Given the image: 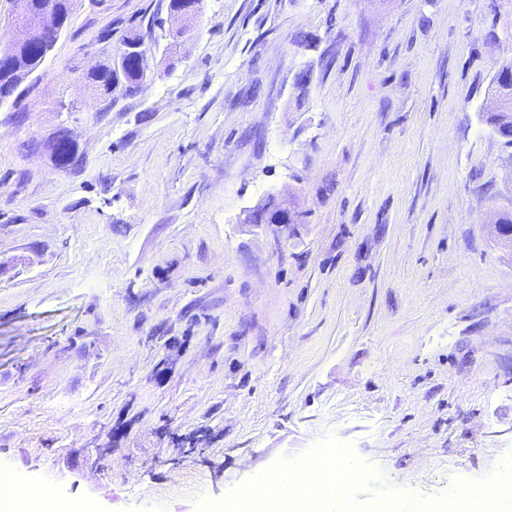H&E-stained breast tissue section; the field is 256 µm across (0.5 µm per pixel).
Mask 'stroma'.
<instances>
[{
  "label": "stroma",
  "instance_id": "35a3bbf8",
  "mask_svg": "<svg viewBox=\"0 0 512 512\" xmlns=\"http://www.w3.org/2000/svg\"><path fill=\"white\" fill-rule=\"evenodd\" d=\"M157 2L73 0L24 124L0 103V470L100 512H197L329 435L380 471L364 503L498 471L512 0H203L103 109L85 73ZM500 84H509L512 81V67H506L499 74ZM496 83V84H495ZM494 83L490 102L485 104L480 114L483 122L493 130L503 131L512 129V89Z\"/></svg>",
  "mask_w": 512,
  "mask_h": 512
}]
</instances>
